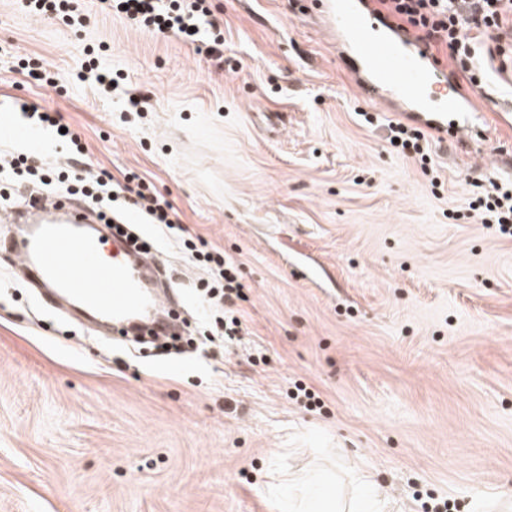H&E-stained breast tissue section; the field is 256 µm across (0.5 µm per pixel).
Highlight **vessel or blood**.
Here are the masks:
<instances>
[{
    "instance_id": "vessel-or-blood-1",
    "label": "vessel or blood",
    "mask_w": 512,
    "mask_h": 512,
    "mask_svg": "<svg viewBox=\"0 0 512 512\" xmlns=\"http://www.w3.org/2000/svg\"><path fill=\"white\" fill-rule=\"evenodd\" d=\"M321 5L323 29L358 60L357 85L365 101L399 112L440 138L468 144L470 130L449 129L448 115L487 111L483 94L467 89L454 70L437 66L427 43L403 31L379 35L365 15L368 0H321ZM34 216L39 222L31 233L10 237L8 247L46 296L67 298L119 335L160 305V296L126 253L106 251V238L83 231L93 213L65 198L41 196L0 210V222L15 227L31 224Z\"/></svg>"
}]
</instances>
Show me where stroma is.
<instances>
[{
	"label": "stroma",
	"mask_w": 512,
	"mask_h": 512,
	"mask_svg": "<svg viewBox=\"0 0 512 512\" xmlns=\"http://www.w3.org/2000/svg\"><path fill=\"white\" fill-rule=\"evenodd\" d=\"M80 32L0 0V45L40 56L61 91L0 55L13 98L61 113L94 168L132 171L179 224L230 256L240 341L130 352L90 338L0 249V512H279L271 477L313 465L351 500L363 473L392 512H512V239L469 204L512 183V118L449 115L491 139L432 145V169L369 126L315 0H211L224 64L81 0ZM151 98L94 96L88 47ZM67 163L54 133H0V152ZM173 300L205 326L203 270L168 252ZM316 404L297 397V386Z\"/></svg>",
	"instance_id": "35a3bbf8"
}]
</instances>
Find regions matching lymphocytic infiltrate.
Wrapping results in <instances>:
<instances>
[{"label": "lymphocytic infiltrate", "mask_w": 512, "mask_h": 512, "mask_svg": "<svg viewBox=\"0 0 512 512\" xmlns=\"http://www.w3.org/2000/svg\"><path fill=\"white\" fill-rule=\"evenodd\" d=\"M104 11L123 19L130 27L155 35L179 38L187 43L204 42L207 54L222 60L224 28L211 18L208 0H100ZM398 29H414L419 39L434 46L446 47L461 71H468L472 43L479 38L500 32L512 24V0H377ZM27 13L59 21L80 29L85 16L78 0H24ZM80 81L90 82L94 94L109 96L126 90L128 109L139 112L145 98L135 90L126 89L122 71L99 67L88 61L79 72ZM14 109L33 125L57 133L58 141L76 161L59 169L42 162L25 151H16L0 161V206L11 204L13 186L26 180L52 193L66 188L72 195H81L98 208L101 220L112 229L123 231L130 213L142 216L154 230L157 240L177 249L193 264L203 267L209 279L199 296L215 313V325L223 326L228 337L240 335V322L228 310L235 300L243 298V284L236 274L231 258L208 246L200 238L187 236L181 224L173 218L170 202L156 193L121 182L104 170H92L85 159L86 148L74 131H63L59 113L22 99H14ZM483 224L496 226L499 233L512 238V188L492 185L483 190L471 204Z\"/></svg>", "instance_id": "obj_1"}]
</instances>
